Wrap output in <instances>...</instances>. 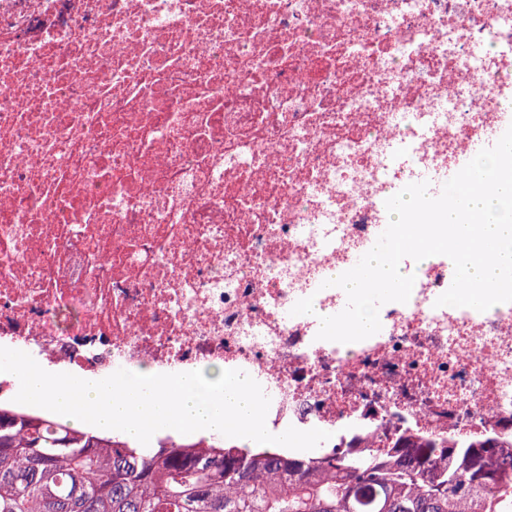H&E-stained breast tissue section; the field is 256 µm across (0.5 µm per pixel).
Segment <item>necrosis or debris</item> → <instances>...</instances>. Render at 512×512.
<instances>
[{"label": "necrosis or debris", "instance_id": "obj_1", "mask_svg": "<svg viewBox=\"0 0 512 512\" xmlns=\"http://www.w3.org/2000/svg\"><path fill=\"white\" fill-rule=\"evenodd\" d=\"M512 125V0H0V347L67 372L241 370L324 451L512 432V302L381 329L312 298L385 200Z\"/></svg>", "mask_w": 512, "mask_h": 512}]
</instances>
